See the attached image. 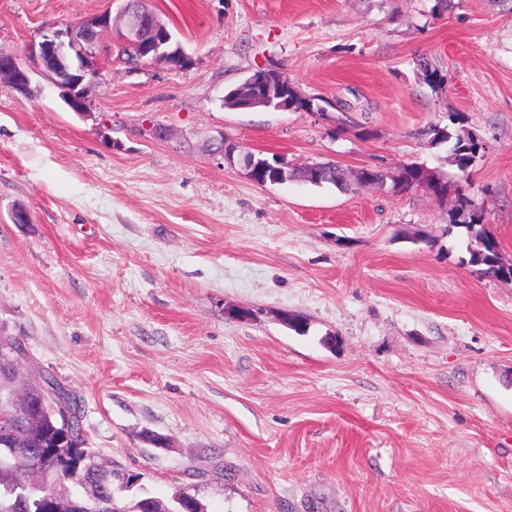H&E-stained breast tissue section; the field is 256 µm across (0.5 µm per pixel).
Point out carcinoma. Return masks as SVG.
<instances>
[{"label":"carcinoma","instance_id":"obj_1","mask_svg":"<svg viewBox=\"0 0 512 512\" xmlns=\"http://www.w3.org/2000/svg\"><path fill=\"white\" fill-rule=\"evenodd\" d=\"M424 80L434 89L443 85L446 75L425 59L420 63ZM322 99L298 97L288 92V106L293 111L311 112L318 110ZM430 142L448 141L451 155L461 170L471 167L479 155L481 145L472 135L452 134L445 129L430 128L425 132ZM412 171L404 180L387 177L380 171L374 172L375 179L387 178L397 192L407 193L418 189L422 173L420 165L408 164ZM331 184L341 191L351 188L344 178L342 169L321 173L313 185ZM453 222L466 228L470 236L469 263L487 267V271L512 279V267L500 265L497 243L483 227L482 212L476 209L473 200L462 190H455ZM57 393V407L69 412L72 431H83V413L79 398L65 389L56 379H51ZM40 394L32 392L24 399H17L13 393L7 373L0 367V410L24 415L37 414ZM138 476L126 475L117 465L105 466L98 454L85 447V440L63 442V430L56 415L40 417L25 454L16 456L12 449L3 444L0 436V512H53L52 500L64 501L71 496L78 499L81 512H205L200 500L188 493L180 492L163 499L141 490L131 500L120 493L135 486Z\"/></svg>","mask_w":512,"mask_h":512}]
</instances>
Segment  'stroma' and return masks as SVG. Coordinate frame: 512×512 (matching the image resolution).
Wrapping results in <instances>:
<instances>
[{
  "instance_id": "35a3bbf8",
  "label": "stroma",
  "mask_w": 512,
  "mask_h": 512,
  "mask_svg": "<svg viewBox=\"0 0 512 512\" xmlns=\"http://www.w3.org/2000/svg\"><path fill=\"white\" fill-rule=\"evenodd\" d=\"M435 3L149 0L185 68L132 74L101 52L86 115L38 72L28 92L0 87V334L79 396L88 447L153 495L512 512V279L470 265L451 203L260 185L217 151L421 164L469 194L512 265V0ZM122 7L0 0V50ZM261 68L325 115L225 105ZM431 127L479 138L468 172Z\"/></svg>"
}]
</instances>
